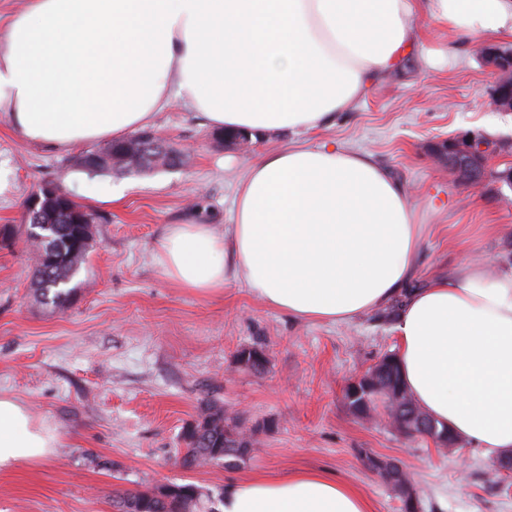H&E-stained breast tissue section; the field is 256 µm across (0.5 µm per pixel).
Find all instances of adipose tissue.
I'll list each match as a JSON object with an SVG mask.
<instances>
[{"instance_id":"1","label":"adipose tissue","mask_w":512,"mask_h":512,"mask_svg":"<svg viewBox=\"0 0 512 512\" xmlns=\"http://www.w3.org/2000/svg\"><path fill=\"white\" fill-rule=\"evenodd\" d=\"M428 15L461 34L512 36V0H30L0 33V115L68 150L123 137L171 98L217 129L316 131L415 48ZM178 75L170 86V75ZM224 236L172 225L158 261L202 295L245 286L290 316L350 322L411 280L422 236L406 189L333 144L266 152ZM407 393L488 458L512 451V265L465 263L415 291L393 326ZM58 437L0 397V470ZM218 512H374L321 471L225 485Z\"/></svg>"}]
</instances>
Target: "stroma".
Wrapping results in <instances>:
<instances>
[{
	"label": "stroma",
	"mask_w": 512,
	"mask_h": 512,
	"mask_svg": "<svg viewBox=\"0 0 512 512\" xmlns=\"http://www.w3.org/2000/svg\"><path fill=\"white\" fill-rule=\"evenodd\" d=\"M399 69L319 132L268 133L243 153L217 138L180 102L150 127L182 150L180 165L147 174L89 175L71 151L24 140L0 116V395L47 422L59 446L46 460L0 472V512H113L117 493L192 483L220 494L229 480L335 473L374 504L401 502L363 462L399 460L414 477L423 512H512V478L464 444L439 453L384 418H359L344 399L348 381L394 353L389 308L353 322L295 319L236 284L203 296L176 286L157 255L172 224H207L223 233L248 166L288 145L335 143L372 154L409 193L422 224L411 287H426L465 261L497 270L512 263V189L460 183L433 152L448 135L479 132L505 143L490 166H512V112L487 104L492 78L475 53L484 35L457 37L432 21ZM53 181L95 216L93 248L70 306L42 305L23 233L25 201ZM261 349L263 372L241 368L240 350ZM214 401L253 433L235 468H182L181 431Z\"/></svg>",
	"instance_id": "obj_1"
}]
</instances>
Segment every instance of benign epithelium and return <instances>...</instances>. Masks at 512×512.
<instances>
[{
  "label": "benign epithelium",
  "mask_w": 512,
  "mask_h": 512,
  "mask_svg": "<svg viewBox=\"0 0 512 512\" xmlns=\"http://www.w3.org/2000/svg\"><path fill=\"white\" fill-rule=\"evenodd\" d=\"M476 52L484 67L493 77L490 93V105L500 112H512V48L481 44ZM505 144L494 141L482 133H463L448 138L436 145L437 156L458 177L459 181L479 187L489 176H494L501 184L512 187V169L491 174L487 168L490 156L504 149ZM157 137L146 131L134 136L131 141H123L112 148V165L115 167L128 164L131 160L149 153H163ZM43 193H35L25 208V223H42V209L39 208L41 196L55 197L63 194L60 185L46 182L42 185Z\"/></svg>",
  "instance_id": "7a95c632"
}]
</instances>
